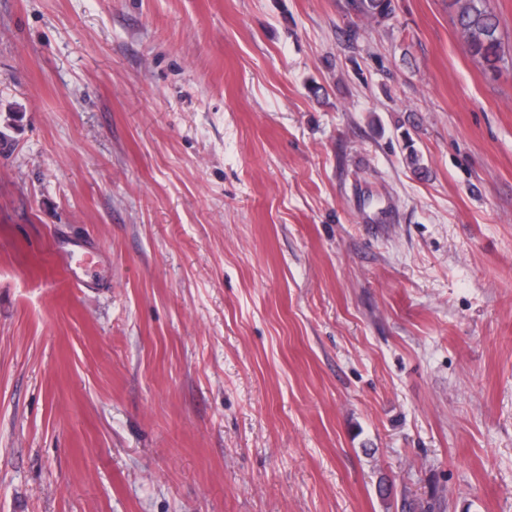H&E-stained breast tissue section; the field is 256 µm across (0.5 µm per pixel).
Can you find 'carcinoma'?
Instances as JSON below:
<instances>
[{
  "label": "carcinoma",
  "mask_w": 512,
  "mask_h": 512,
  "mask_svg": "<svg viewBox=\"0 0 512 512\" xmlns=\"http://www.w3.org/2000/svg\"><path fill=\"white\" fill-rule=\"evenodd\" d=\"M356 15L368 20L384 21L395 12L394 0H350ZM455 25L470 55L487 73L499 71L504 61L502 42L498 35L499 17L489 8L487 0H451ZM441 503L433 498L426 502H408L402 512H439Z\"/></svg>",
  "instance_id": "carcinoma-1"
}]
</instances>
